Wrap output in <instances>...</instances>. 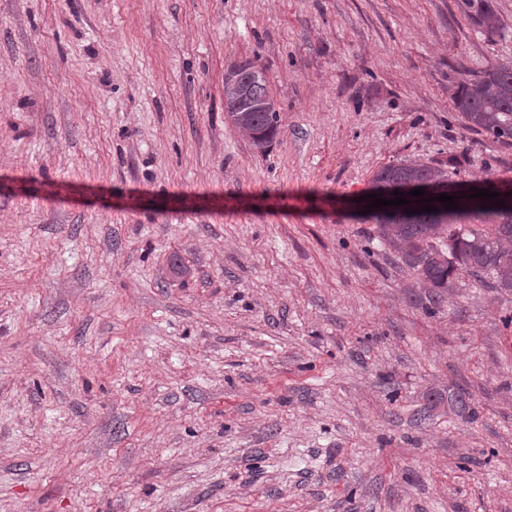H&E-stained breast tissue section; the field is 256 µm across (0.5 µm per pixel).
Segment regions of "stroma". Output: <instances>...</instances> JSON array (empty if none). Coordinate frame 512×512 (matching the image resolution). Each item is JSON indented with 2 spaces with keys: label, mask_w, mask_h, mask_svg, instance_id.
Instances as JSON below:
<instances>
[{
  "label": "stroma",
  "mask_w": 512,
  "mask_h": 512,
  "mask_svg": "<svg viewBox=\"0 0 512 512\" xmlns=\"http://www.w3.org/2000/svg\"><path fill=\"white\" fill-rule=\"evenodd\" d=\"M489 2L0 0V512H512V291L352 211L398 162L512 180L452 100L512 62ZM251 66V67H250ZM243 70L237 78H228ZM224 80V106L232 123L248 134L255 148L264 150L277 128V110L266 79L247 62L232 67Z\"/></svg>",
  "instance_id": "35a3bbf8"
}]
</instances>
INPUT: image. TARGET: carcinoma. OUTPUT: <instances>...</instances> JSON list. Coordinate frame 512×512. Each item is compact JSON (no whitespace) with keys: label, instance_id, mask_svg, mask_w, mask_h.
Masks as SVG:
<instances>
[{"label":"carcinoma","instance_id":"1","mask_svg":"<svg viewBox=\"0 0 512 512\" xmlns=\"http://www.w3.org/2000/svg\"><path fill=\"white\" fill-rule=\"evenodd\" d=\"M456 109L473 132L503 145H512V62L490 67L460 84L454 93ZM224 106L232 123L263 150L277 128V110L266 79L251 66L224 80ZM458 172L424 163L390 165L376 173L380 198L404 187L448 189ZM413 204L380 206L367 218L378 237L399 255L421 282L447 289L460 270L494 287L512 290V214L488 203L452 210L413 213Z\"/></svg>","mask_w":512,"mask_h":512}]
</instances>
